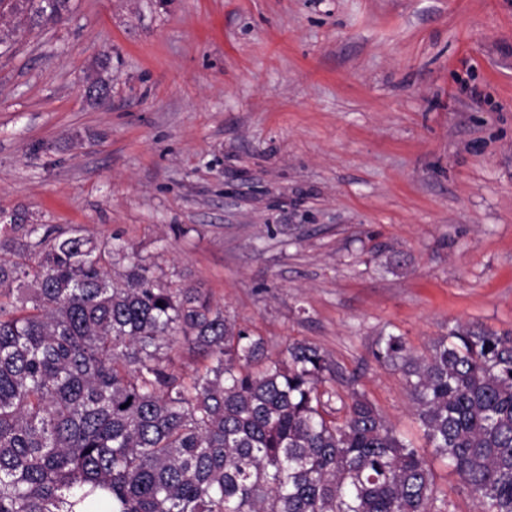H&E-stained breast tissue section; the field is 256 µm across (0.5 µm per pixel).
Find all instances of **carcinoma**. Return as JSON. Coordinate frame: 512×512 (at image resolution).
<instances>
[{
  "label": "carcinoma",
  "mask_w": 512,
  "mask_h": 512,
  "mask_svg": "<svg viewBox=\"0 0 512 512\" xmlns=\"http://www.w3.org/2000/svg\"><path fill=\"white\" fill-rule=\"evenodd\" d=\"M69 0H0L60 21ZM25 249L0 238V512H446L427 460L358 392L326 418L321 350L266 353L198 288L157 281L116 240L75 229ZM162 305H157V302ZM182 343L209 364L176 371ZM375 357L403 373L435 452L479 512H512V334L457 326L418 356L399 336Z\"/></svg>",
  "instance_id": "carcinoma-1"
}]
</instances>
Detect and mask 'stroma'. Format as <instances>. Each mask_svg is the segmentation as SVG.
<instances>
[{"label": "stroma", "mask_w": 512, "mask_h": 512, "mask_svg": "<svg viewBox=\"0 0 512 512\" xmlns=\"http://www.w3.org/2000/svg\"><path fill=\"white\" fill-rule=\"evenodd\" d=\"M0 19V216L119 237L435 458L380 337L512 333V0H71ZM102 79L106 104L84 88ZM68 3L69 0H0V13L26 10L33 25L46 27L63 18Z\"/></svg>", "instance_id": "obj_1"}]
</instances>
